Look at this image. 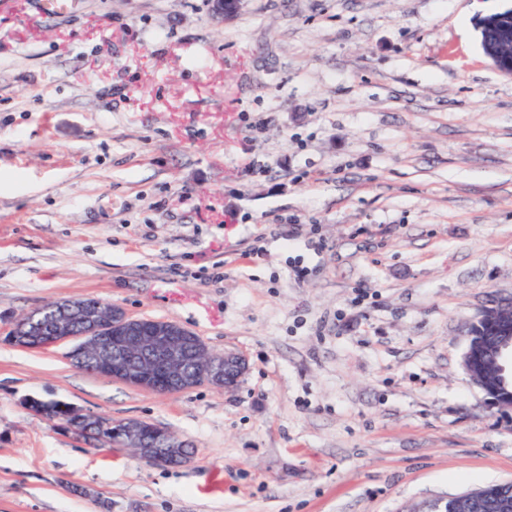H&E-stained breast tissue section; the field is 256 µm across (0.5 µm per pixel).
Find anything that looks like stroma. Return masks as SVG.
I'll use <instances>...</instances> for the list:
<instances>
[{"mask_svg":"<svg viewBox=\"0 0 512 512\" xmlns=\"http://www.w3.org/2000/svg\"><path fill=\"white\" fill-rule=\"evenodd\" d=\"M0 0V512H407L512 480L460 365L512 298V0ZM261 256H253V249ZM180 323L249 368L169 395L17 346L46 303ZM168 427L179 468L27 409ZM512 8H506L505 11L497 12L486 16L483 27L490 29L494 33V42L487 49V59L502 73L512 75V61L499 55V47L503 42L512 39V26L510 25L511 13H505ZM479 323L494 324L500 332L499 336H511L510 352H512V306L510 308L508 303H500L486 307L468 327L479 325Z\"/></svg>","mask_w":512,"mask_h":512,"instance_id":"35a3bbf8","label":"stroma"}]
</instances>
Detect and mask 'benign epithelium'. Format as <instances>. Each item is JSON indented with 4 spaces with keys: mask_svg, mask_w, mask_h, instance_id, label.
I'll return each mask as SVG.
<instances>
[{
    "mask_svg": "<svg viewBox=\"0 0 512 512\" xmlns=\"http://www.w3.org/2000/svg\"><path fill=\"white\" fill-rule=\"evenodd\" d=\"M241 0H210L213 14L225 18L236 12ZM483 27L494 33L487 59L502 73L512 75V61L499 55L502 43L512 39V12L486 16ZM16 322L13 338L34 325L39 339L34 349L73 342L80 357L94 361L96 372L138 388L159 394H174L202 384L231 390L247 370L246 359L235 352L215 353L186 328L170 321H152L129 316L123 308L101 301L90 303L83 297L56 301ZM489 323L500 335L512 337V307L506 303L484 308L473 324ZM481 340L467 337L461 366L475 378L482 364ZM122 443L136 449L140 461L164 466L184 464L191 459L187 443L169 429L159 427L151 433L138 429H116ZM484 488L467 490L457 496L436 498L417 505L415 512H454L458 503L482 498Z\"/></svg>",
    "mask_w": 512,
    "mask_h": 512,
    "instance_id": "obj_1",
    "label": "benign epithelium"
}]
</instances>
